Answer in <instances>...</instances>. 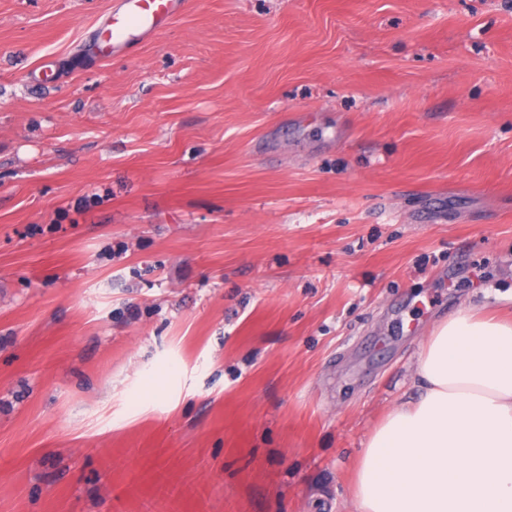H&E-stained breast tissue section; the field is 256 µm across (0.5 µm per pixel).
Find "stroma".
<instances>
[{"instance_id":"stroma-1","label":"stroma","mask_w":512,"mask_h":512,"mask_svg":"<svg viewBox=\"0 0 512 512\" xmlns=\"http://www.w3.org/2000/svg\"><path fill=\"white\" fill-rule=\"evenodd\" d=\"M112 3L0 0V512H357L434 324L512 317V0H187L87 62Z\"/></svg>"}]
</instances>
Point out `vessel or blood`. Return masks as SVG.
Segmentation results:
<instances>
[{
	"label": "vessel or blood",
	"instance_id": "b4317fda",
	"mask_svg": "<svg viewBox=\"0 0 512 512\" xmlns=\"http://www.w3.org/2000/svg\"><path fill=\"white\" fill-rule=\"evenodd\" d=\"M185 0H115L98 24L84 51L107 60L158 32L181 10Z\"/></svg>",
	"mask_w": 512,
	"mask_h": 512
}]
</instances>
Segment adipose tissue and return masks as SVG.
Returning a JSON list of instances; mask_svg holds the SVG:
<instances>
[{"label": "adipose tissue", "instance_id": "1", "mask_svg": "<svg viewBox=\"0 0 512 512\" xmlns=\"http://www.w3.org/2000/svg\"><path fill=\"white\" fill-rule=\"evenodd\" d=\"M363 448L358 512H512V323L460 309Z\"/></svg>", "mask_w": 512, "mask_h": 512}]
</instances>
